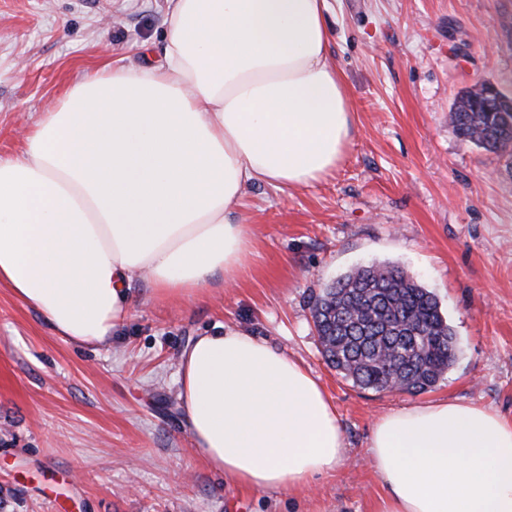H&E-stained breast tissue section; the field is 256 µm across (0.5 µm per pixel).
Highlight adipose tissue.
Segmentation results:
<instances>
[{
  "mask_svg": "<svg viewBox=\"0 0 512 512\" xmlns=\"http://www.w3.org/2000/svg\"><path fill=\"white\" fill-rule=\"evenodd\" d=\"M161 64L102 70L0 160V284L52 329L110 345L131 277L198 298L251 253L247 186L285 192L335 172L356 114L327 63L328 0H166ZM179 398L209 467L294 491L346 458L331 397L299 361L239 329L181 355ZM380 512H512V421L455 400L373 426Z\"/></svg>",
  "mask_w": 512,
  "mask_h": 512,
  "instance_id": "1",
  "label": "adipose tissue"
}]
</instances>
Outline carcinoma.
<instances>
[{"mask_svg": "<svg viewBox=\"0 0 512 512\" xmlns=\"http://www.w3.org/2000/svg\"><path fill=\"white\" fill-rule=\"evenodd\" d=\"M469 90L452 113L461 137L496 151L512 142V112L475 106ZM326 362L363 389L422 393L453 365L454 332L435 294L401 268H356L313 297Z\"/></svg>", "mask_w": 512, "mask_h": 512, "instance_id": "obj_1", "label": "carcinoma"}]
</instances>
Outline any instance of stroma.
Instances as JSON below:
<instances>
[{"label": "stroma", "mask_w": 512, "mask_h": 512, "mask_svg": "<svg viewBox=\"0 0 512 512\" xmlns=\"http://www.w3.org/2000/svg\"><path fill=\"white\" fill-rule=\"evenodd\" d=\"M165 18V0H0V159L86 76L160 62ZM326 20L353 141L313 186L247 189L253 254L233 285L167 301L133 279L125 324L91 349L0 284V512H378L380 417L448 398L512 420V146L488 151L451 122L476 84L512 97V0H330ZM372 263L417 278L455 331L432 390H364L323 359L312 296ZM219 326L266 339L326 388L348 445L336 476L288 493L209 469L176 377L192 337Z\"/></svg>", "instance_id": "35a3bbf8"}]
</instances>
